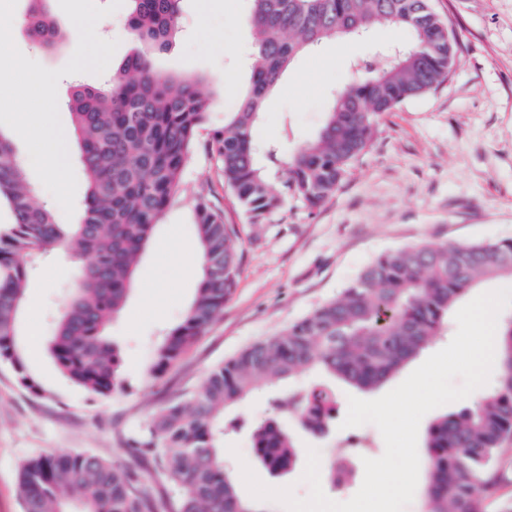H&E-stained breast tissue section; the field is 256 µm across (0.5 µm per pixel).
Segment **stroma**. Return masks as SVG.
Returning <instances> with one entry per match:
<instances>
[{
  "label": "stroma",
  "instance_id": "35a3bbf8",
  "mask_svg": "<svg viewBox=\"0 0 512 512\" xmlns=\"http://www.w3.org/2000/svg\"><path fill=\"white\" fill-rule=\"evenodd\" d=\"M49 5L68 35L60 49L40 50L25 35L20 21L27 0H17L12 36L26 57L57 70L72 57L78 32L59 0ZM430 5L460 35L447 81L382 115L372 144L321 207L308 209L292 197L254 224L224 186L212 139L239 106L244 64L253 52L244 2L186 0L180 30L153 61L161 73L198 79L212 106L181 190L157 224L126 302L108 329L121 359V385L107 397L87 392L59 371L47 350H31L28 324L20 323L26 370L41 392H29L12 366L0 362V512H22L20 465L37 455L89 450L147 477L151 456L129 450L126 436L139 432L158 408L203 384L218 366L336 297L377 256L421 242L512 238V0H430ZM127 13L120 7L96 25L100 38L119 43L109 64L113 70L136 50ZM405 39V32L393 37L380 25L367 37L339 36L302 56L267 98L255 137L279 141L283 155H291L319 132L332 92L355 81L354 59L380 60L382 49ZM202 197L223 209L226 223L236 228L237 284L209 329L158 374L156 349L197 295L199 280L188 270L200 246L195 205ZM74 274L65 247L36 264L26 295L36 302L33 322L42 337L52 335ZM456 331V321H449L383 386L362 391L337 384L340 414H347L349 397L373 400L398 386L422 360L446 347ZM277 415L271 387H258L228 410L227 419L239 425L224 442L237 448L229 458L232 466L247 463L265 484L291 487L297 498L310 494L302 479L308 448L326 460L347 438L366 437L371 458L385 452L372 424L315 437L292 422L288 428L296 436L297 462L286 474H272L252 450L250 428Z\"/></svg>",
  "mask_w": 512,
  "mask_h": 512
}]
</instances>
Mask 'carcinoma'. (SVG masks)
<instances>
[{
  "mask_svg": "<svg viewBox=\"0 0 512 512\" xmlns=\"http://www.w3.org/2000/svg\"><path fill=\"white\" fill-rule=\"evenodd\" d=\"M136 41L164 48L180 28L186 0H128ZM29 39L46 51L67 35L47 8L30 0ZM256 59L237 111L213 136L224 185L257 221L288 195L323 205L370 145L377 120L447 80L457 35L429 0H246ZM387 22L409 40L375 67L359 60L358 79L338 92L312 140L286 161L278 182L263 164L279 155L254 136L262 104L290 65L326 39ZM87 182L78 224H60L35 190L11 140L0 132V202L13 216L0 235V362L39 393L20 353L18 318L38 257L63 245L76 251L77 274L48 348L59 370L87 391L108 396L120 385L119 355L104 330L123 307L138 257L172 198L210 108L198 80L156 71L145 52L128 57L101 85L77 84L66 100ZM196 233L203 278L183 322L156 350L161 370L179 359L223 311L236 285L237 231L200 199ZM512 279V240L474 244L423 242L378 256L339 295L287 329L213 370L189 397L161 408L127 446L155 448L154 483L90 452L32 457L20 468L24 512H262L242 498L224 467V411L265 380L322 371L361 390L384 384L444 330L448 309L482 279ZM496 336L498 380L472 404L432 422L425 439L426 512H488L502 482L500 460L512 441V316ZM280 418L254 425L253 449L274 472L297 460L285 420L322 430L336 411L335 389L321 380L273 398Z\"/></svg>",
  "mask_w": 512,
  "mask_h": 512,
  "instance_id": "1",
  "label": "carcinoma"
}]
</instances>
